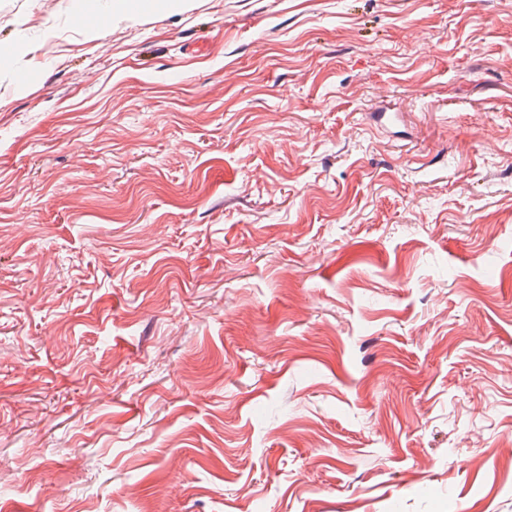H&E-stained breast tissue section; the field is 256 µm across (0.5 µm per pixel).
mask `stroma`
Listing matches in <instances>:
<instances>
[{"mask_svg": "<svg viewBox=\"0 0 512 512\" xmlns=\"http://www.w3.org/2000/svg\"><path fill=\"white\" fill-rule=\"evenodd\" d=\"M0 512H512V0H0Z\"/></svg>", "mask_w": 512, "mask_h": 512, "instance_id": "1", "label": "stroma"}]
</instances>
